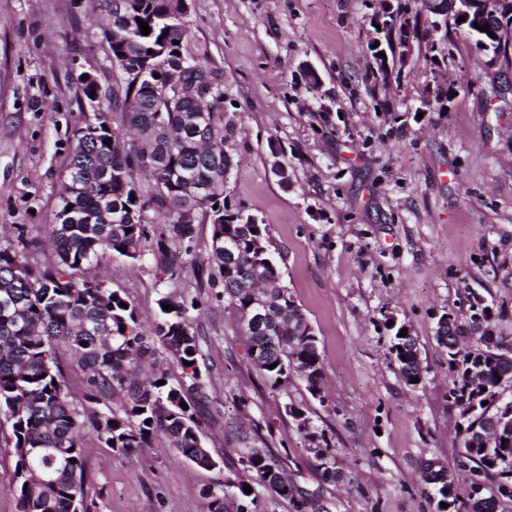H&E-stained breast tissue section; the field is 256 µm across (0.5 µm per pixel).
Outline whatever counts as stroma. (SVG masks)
Returning <instances> with one entry per match:
<instances>
[{
    "label": "stroma",
    "instance_id": "35a3bbf8",
    "mask_svg": "<svg viewBox=\"0 0 512 512\" xmlns=\"http://www.w3.org/2000/svg\"><path fill=\"white\" fill-rule=\"evenodd\" d=\"M379 0H189L187 49L224 85V194L266 224L270 250L319 340L320 398L295 376L271 388L253 366L237 313L194 272L155 274L151 250L102 261L92 276L125 293L145 321L169 292L198 297L202 443L221 468L187 463L167 441L127 454L87 443L97 512H208L204 487L252 485L260 512H291L256 485L239 435L267 421L271 451L320 490L330 512H447L426 461L455 468L454 374L436 340L441 315L465 335L491 328L512 346V69L488 64L457 33L451 55L398 46L383 81L370 51ZM94 0H0V243L15 226L48 224L83 116L76 73L111 76ZM318 80L310 82L307 73ZM454 95L437 105L436 85ZM283 164L287 179L275 173ZM488 305L472 322L471 303ZM417 336L426 369L408 386L388 356L394 324ZM308 407L348 481L321 483L284 406Z\"/></svg>",
    "mask_w": 512,
    "mask_h": 512
}]
</instances>
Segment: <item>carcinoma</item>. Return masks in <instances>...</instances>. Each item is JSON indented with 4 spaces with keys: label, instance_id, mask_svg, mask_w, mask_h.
Returning <instances> with one entry per match:
<instances>
[{
    "label": "carcinoma",
    "instance_id": "carcinoma-1",
    "mask_svg": "<svg viewBox=\"0 0 512 512\" xmlns=\"http://www.w3.org/2000/svg\"><path fill=\"white\" fill-rule=\"evenodd\" d=\"M101 2V39L109 61L121 69L110 83L96 75L78 83L92 116L73 132L59 203L52 223L42 227L56 261L47 266L29 262L38 237L24 224L17 227L16 243L0 245V416L9 424L14 457L10 491L18 512H75L78 506L90 512L84 455L89 436L98 446L122 454L163 437L198 467L218 464L202 446L197 418L195 397L205 389L198 365L197 299L173 293L161 297L158 304L173 310H160L146 332L133 301L88 275L114 254L138 259L143 244L153 239L161 280L180 278L185 270L169 260L166 242L177 238L186 253L196 252L194 224L200 216L212 225L207 282L213 288L222 285L224 301L240 313L256 369L274 388L294 374L313 397H321L319 341L282 282L267 225L228 204L224 196L231 168L224 150V91L219 75L186 48L188 30L180 23L183 0ZM411 2L414 37L431 52L449 49L448 35L435 38L439 23L425 14L423 0ZM495 7V0H484L483 14L462 22L453 18L456 28L492 53L497 46L474 24L499 26ZM140 19L149 34H142ZM402 30L393 13L382 16L380 31L388 49ZM205 79L216 83V100L210 104L195 95ZM116 113L122 118L119 124ZM149 211L159 220H150ZM436 339L448 347V364L456 373L449 398L477 405L475 415L465 418L466 430L476 426L483 433L502 419L512 426V417L505 419L501 412L505 401H497L505 390L497 379L501 364L484 351L483 337L466 346L456 323L440 322ZM61 347L74 354L86 374L79 401L58 362ZM162 349L181 370L179 377L172 379L156 367ZM389 356L407 385L423 378L416 337L395 334ZM285 412L297 422L321 481L341 480L333 448L306 409L290 402ZM459 441L457 471L429 461L421 479L440 485L439 493L450 498L448 506L455 512H496L497 502H512V441L488 445L476 434ZM239 463L262 487L287 501L292 512H329L316 492L297 486L289 493L280 490L288 455L246 445ZM465 475L469 493L460 502L454 488ZM233 487L246 496L242 484L218 482L204 489L209 512H227L224 500Z\"/></svg>",
    "mask_w": 512,
    "mask_h": 512
}]
</instances>
